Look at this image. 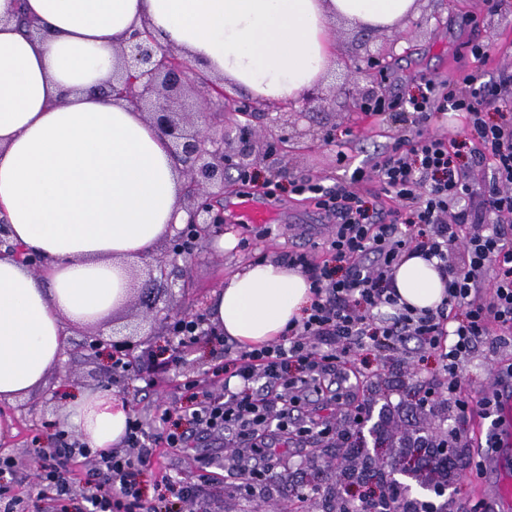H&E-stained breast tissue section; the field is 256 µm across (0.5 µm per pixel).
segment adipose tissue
Listing matches in <instances>:
<instances>
[{
  "label": "adipose tissue",
  "mask_w": 512,
  "mask_h": 512,
  "mask_svg": "<svg viewBox=\"0 0 512 512\" xmlns=\"http://www.w3.org/2000/svg\"><path fill=\"white\" fill-rule=\"evenodd\" d=\"M415 0H0V218L47 260L41 275L0 257V400L45 383L65 328L108 318L129 295L127 259L179 226L180 179L167 144L135 107L102 95L115 49L147 29L212 74L268 103H299L333 57L342 17L398 23ZM402 302L436 308L444 283L419 256L394 271ZM310 299L278 262L224 281L210 321L239 345L281 337ZM130 411L106 390L81 392L68 420L90 447H119Z\"/></svg>",
  "instance_id": "1"
}]
</instances>
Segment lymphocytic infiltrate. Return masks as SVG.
Masks as SVG:
<instances>
[{"instance_id": "obj_1", "label": "lymphocytic infiltrate", "mask_w": 512, "mask_h": 512, "mask_svg": "<svg viewBox=\"0 0 512 512\" xmlns=\"http://www.w3.org/2000/svg\"><path fill=\"white\" fill-rule=\"evenodd\" d=\"M498 98L495 88L469 73L408 101L419 121L448 110L466 117L472 131L470 164L491 172L483 187L463 178L459 153L444 135L377 154L336 188L311 186L318 207L332 221V236L322 263L312 264L304 254L291 259L310 283L305 317L289 325L285 338L236 352L225 362V379H239L238 387L213 390L194 378L188 382L198 391L189 417L229 448L237 487L245 496L269 480L276 454L272 430L287 441L322 437L321 421L302 416V407L318 382L332 376L349 381L354 357L369 341L394 350L412 341L438 355L448 381L440 389L421 390L419 404L426 414L445 407L462 415L477 409L484 418H496V392L462 397L459 373L481 339L512 346V234L507 231L512 224V113L490 121L484 112ZM366 182L377 183L384 196L397 200V208L385 213L370 208L361 190ZM475 196L478 209L459 210L462 200ZM406 225L411 228L407 234L402 231ZM413 253L437 262L446 296L436 309L418 311L398 302L393 272ZM157 423L149 437L141 421L131 418L129 448L106 455L75 442L68 459L57 462L34 449L38 497L76 500L77 512H163L161 504L146 498L141 476L157 449L187 448L191 439L170 409L159 412ZM79 461L88 463L93 475L77 495L71 482Z\"/></svg>"}]
</instances>
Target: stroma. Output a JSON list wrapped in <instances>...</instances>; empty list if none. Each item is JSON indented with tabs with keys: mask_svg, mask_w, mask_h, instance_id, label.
I'll return each mask as SVG.
<instances>
[{
	"mask_svg": "<svg viewBox=\"0 0 512 512\" xmlns=\"http://www.w3.org/2000/svg\"><path fill=\"white\" fill-rule=\"evenodd\" d=\"M421 25L409 27L401 40H394L389 29L372 30L349 25L339 20L331 23L328 34L334 46L335 61L319 80L321 101H301L303 119H295L290 109L268 105L255 113L251 120L255 128L275 131L289 137L307 130L311 133L307 148L296 155L279 158L277 166L258 167L254 182L239 181L236 170H229L228 200L239 201L265 191L267 183L280 186L277 200L283 211L279 221L267 224L232 222L224 232L232 236L233 248L218 252L204 244L187 260H177L171 267L173 288L160 292L156 299V315L143 319L140 288L147 283L148 267L156 257L168 254V240L156 243L151 254L136 261V289L129 301L115 310L106 321V329L137 326L138 338L144 350L152 351L165 342L166 330L162 319L182 313L186 317L208 315L215 292L223 286L225 277L240 267L259 261L287 262L289 254H308L313 262L325 257L331 221L314 200L295 193V185L305 181L320 183L332 189L349 179L352 171L364 165L376 153L391 149L397 141H414L428 134L449 136L462 150H469L471 132L466 121L455 114L437 113L428 122H415L408 101L424 81L441 86L458 80L471 70L479 71L482 82L498 87L501 98H512V0H504L491 8L488 0H420ZM486 44L488 55L478 60L471 56L469 46ZM392 47V61L381 77V89L387 108L381 114L362 112L348 87L364 88L373 73L361 58L365 48ZM350 58L358 65L352 71L342 70L340 62ZM224 103L213 104L200 112L199 101L191 91L176 98L180 112L198 113L200 122L214 131L230 125L238 102L248 99L242 89L226 87ZM88 328L69 330L64 339L58 364L50 372L45 385L26 398L0 402V424L9 429L0 438V451L10 454L16 467L13 486L20 496H29L34 485L30 456L32 446L57 453L63 450V440L73 437L68 422L67 406L79 390L112 391L136 412L146 433L155 428L154 410L163 404L173 408L187 405L190 394L186 379L212 375L224 360L220 346L195 345L184 351L179 361L158 374L155 386H146L142 371L125 373L114 369L106 356H90L83 343L91 337ZM362 359L367 368L350 393L356 402H366L370 388L388 381L390 392L376 398L375 412L390 410L391 420L401 431L420 427L423 418L416 403L417 392L424 386H437L438 358L430 352H420L412 358L384 349L366 350ZM512 361V350L496 347L491 340L479 342L472 360L460 371L461 393L471 396L491 388L493 370ZM334 435L320 439L314 446L298 444L288 459L287 488H272L270 501L288 499L292 486L315 480L316 494L295 502V512H335L331 491L336 481L334 464L340 452L336 433L350 430L343 417L334 421ZM207 457L209 484L203 485L193 505L194 512H253L254 501L240 496L235 481L224 472V451L214 438L193 435L187 451H166L157 454L149 471L143 476L147 497H154L159 477L167 476L180 483H195L198 473L196 460Z\"/></svg>",
	"mask_w": 512,
	"mask_h": 512,
	"instance_id": "35a3bbf8",
	"label": "stroma"
}]
</instances>
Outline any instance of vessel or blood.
<instances>
[{
	"mask_svg": "<svg viewBox=\"0 0 512 512\" xmlns=\"http://www.w3.org/2000/svg\"><path fill=\"white\" fill-rule=\"evenodd\" d=\"M497 393L499 438L496 444L483 453L486 470L484 500L487 512H512V473L498 466L502 452L512 448V386H498Z\"/></svg>",
	"mask_w": 512,
	"mask_h": 512,
	"instance_id": "vessel-or-blood-1",
	"label": "vessel or blood"
}]
</instances>
